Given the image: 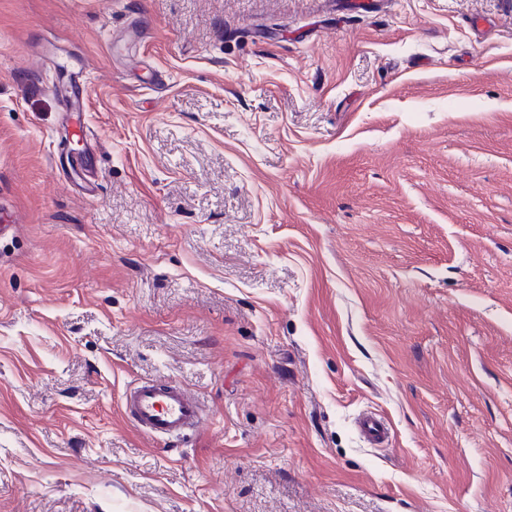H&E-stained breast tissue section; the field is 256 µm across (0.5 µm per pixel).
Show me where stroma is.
<instances>
[{
	"mask_svg": "<svg viewBox=\"0 0 512 512\" xmlns=\"http://www.w3.org/2000/svg\"><path fill=\"white\" fill-rule=\"evenodd\" d=\"M2 208L0 512H512V0H0ZM63 74L67 76V94L64 102L66 110L78 115L87 112L89 107V76L85 63L79 59L69 65H61ZM70 169L78 176L82 192L87 197H94L98 189L95 173L90 169L86 158L81 154L71 155L68 158ZM121 403L136 430L152 440L178 439L203 422L197 399L174 380L132 384L123 392ZM360 437L371 447H380L388 439V428L377 413L366 411L355 422Z\"/></svg>",
	"mask_w": 512,
	"mask_h": 512,
	"instance_id": "stroma-1",
	"label": "stroma"
}]
</instances>
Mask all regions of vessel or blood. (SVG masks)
<instances>
[{"mask_svg": "<svg viewBox=\"0 0 512 512\" xmlns=\"http://www.w3.org/2000/svg\"><path fill=\"white\" fill-rule=\"evenodd\" d=\"M67 76L64 102L67 111L81 114L89 107V76L83 61L63 66ZM68 164L78 176L85 196H95L98 183L83 155L69 157ZM124 413L136 430L153 440L179 438L197 430L203 422V410L197 399L179 382L143 381L126 387L122 399ZM360 437L370 446H382L388 439V428L377 413L366 411L355 422Z\"/></svg>", "mask_w": 512, "mask_h": 512, "instance_id": "b4317fda", "label": "vessel or blood"}]
</instances>
